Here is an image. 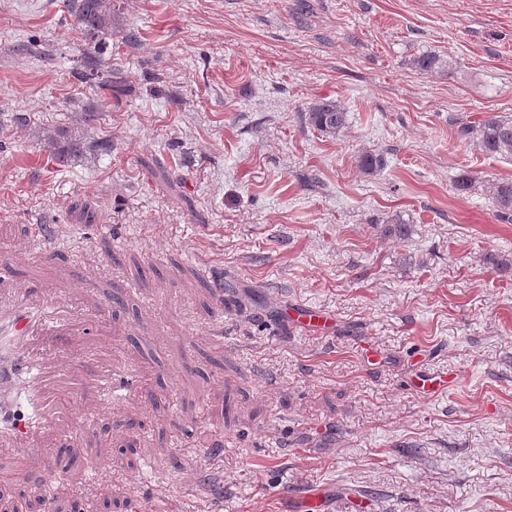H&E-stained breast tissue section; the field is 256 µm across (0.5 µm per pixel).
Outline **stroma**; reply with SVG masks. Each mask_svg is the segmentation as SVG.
<instances>
[{"instance_id":"35a3bbf8","label":"stroma","mask_w":512,"mask_h":512,"mask_svg":"<svg viewBox=\"0 0 512 512\" xmlns=\"http://www.w3.org/2000/svg\"><path fill=\"white\" fill-rule=\"evenodd\" d=\"M65 4L0 0V252L16 287L84 319L56 339L74 376L107 360L134 386L82 389L83 413L30 439L43 486L7 499L100 512L108 485L139 512H292L306 493L328 512H512V223L455 188L512 180L460 134L512 117V0H119L139 41H110V96L72 76ZM427 51L450 69L416 71ZM323 98L348 112L339 136L304 118ZM62 127L112 150L57 161L42 132ZM367 151L383 171L359 168ZM423 372L447 388L416 393ZM297 321L317 333H327L333 328V319L324 312L307 310L297 316Z\"/></svg>"}]
</instances>
